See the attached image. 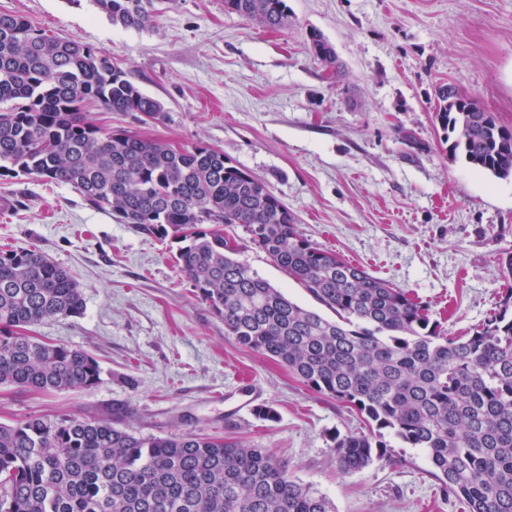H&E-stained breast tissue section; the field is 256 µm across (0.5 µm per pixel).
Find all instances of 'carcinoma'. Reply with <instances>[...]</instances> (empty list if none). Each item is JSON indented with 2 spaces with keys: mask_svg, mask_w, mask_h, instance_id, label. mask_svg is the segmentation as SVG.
Returning <instances> with one entry per match:
<instances>
[{
  "mask_svg": "<svg viewBox=\"0 0 512 512\" xmlns=\"http://www.w3.org/2000/svg\"><path fill=\"white\" fill-rule=\"evenodd\" d=\"M112 24L152 25L158 0H93ZM270 29L288 26L287 0H224ZM310 51L333 65L323 35ZM435 120L453 156L512 177V129L453 86L436 90ZM165 119L109 57L0 11V177L74 186L93 207L147 236L183 243L178 263L224 335L266 355L310 390L356 410L373 429L333 437L336 464L356 472L388 447L381 431L428 455L443 497L465 512H512V289L469 336H444L407 291L305 239L295 217L246 170L208 145L177 148L89 121L85 109ZM241 226L320 305L287 297L241 259L225 229ZM79 282L43 252L0 251V385L90 389L87 352L24 329L81 314ZM0 512H335L264 448L193 434L135 435L106 419L0 423Z\"/></svg>",
  "mask_w": 512,
  "mask_h": 512,
  "instance_id": "obj_1",
  "label": "carcinoma"
}]
</instances>
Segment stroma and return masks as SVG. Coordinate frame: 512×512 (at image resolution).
Here are the masks:
<instances>
[{
	"instance_id": "1",
	"label": "stroma",
	"mask_w": 512,
	"mask_h": 512,
	"mask_svg": "<svg viewBox=\"0 0 512 512\" xmlns=\"http://www.w3.org/2000/svg\"><path fill=\"white\" fill-rule=\"evenodd\" d=\"M272 31L224 0H161L153 26L113 25L93 0H0L47 34L96 49L166 118L90 109L95 124L202 143L265 180L302 236L428 303L441 333L468 336L497 309L512 256V178L448 153L434 89L454 85L512 127V0H287ZM337 63L312 55L310 30ZM37 248L81 284V315L34 327L92 355L101 380L51 393L0 386V422L106 419L142 435L224 437L271 450L336 512H464L442 498L426 454L389 439L340 472L334 433L360 415L239 346L178 267L179 243L135 232L72 185L0 181V250ZM245 260L297 303L318 304L261 250ZM276 418L259 419L258 406Z\"/></svg>"
}]
</instances>
